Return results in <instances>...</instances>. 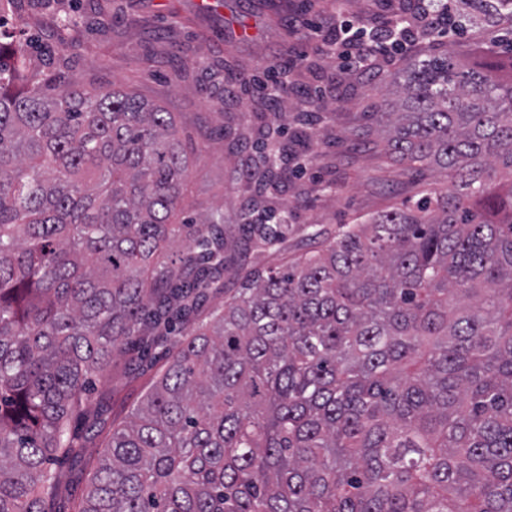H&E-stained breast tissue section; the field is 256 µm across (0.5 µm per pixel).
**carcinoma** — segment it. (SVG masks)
Returning <instances> with one entry per match:
<instances>
[{
    "label": "carcinoma",
    "mask_w": 512,
    "mask_h": 512,
    "mask_svg": "<svg viewBox=\"0 0 512 512\" xmlns=\"http://www.w3.org/2000/svg\"><path fill=\"white\" fill-rule=\"evenodd\" d=\"M0 0V512H54L92 373L219 288L224 209L179 218L175 113L123 89L28 84ZM501 27L512 0H464ZM419 36L372 125L451 187L256 271L186 329L112 431L78 512H512V67ZM281 125L240 170L248 244L281 242ZM182 250L163 260L175 239Z\"/></svg>",
    "instance_id": "carcinoma-1"
}]
</instances>
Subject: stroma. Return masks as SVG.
<instances>
[{"mask_svg":"<svg viewBox=\"0 0 512 512\" xmlns=\"http://www.w3.org/2000/svg\"><path fill=\"white\" fill-rule=\"evenodd\" d=\"M338 11V0H15L5 13L8 26H22L35 38L25 47L33 82L57 69L86 90L115 85L175 112L194 160L184 197L188 216L217 205L230 215L255 196L239 173L241 149L256 146L258 127L272 115L250 109L252 96L240 79L266 78L273 65L287 68V83L296 89L293 111L314 115L310 124L293 122L284 132L288 139L305 133L309 160L306 171L289 175L270 199L273 207L288 208V234L267 250L241 249L221 292L209 296L198 319L223 305L240 275L303 257L314 246L312 234L364 223L449 183L444 171L433 168L408 176L381 144L353 137L376 101L370 77L340 69L318 53L321 36L308 25ZM334 80L342 103L333 113L316 112L306 89ZM173 347L168 341L143 358L133 351L113 357L111 379L92 377L85 411L71 421L85 457L59 461L63 486L55 512H76L113 428L166 370Z\"/></svg>","mask_w":512,"mask_h":512,"instance_id":"obj_1","label":"stroma"}]
</instances>
